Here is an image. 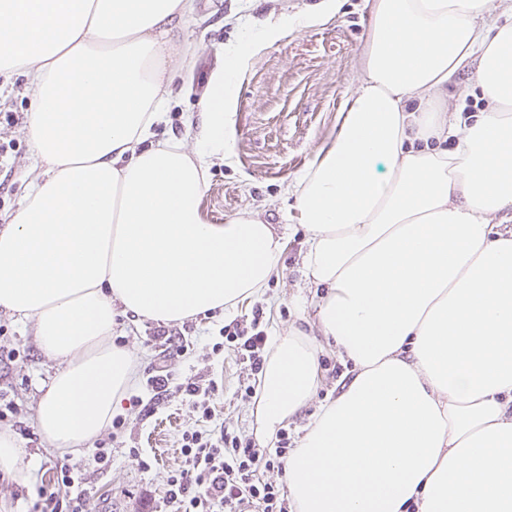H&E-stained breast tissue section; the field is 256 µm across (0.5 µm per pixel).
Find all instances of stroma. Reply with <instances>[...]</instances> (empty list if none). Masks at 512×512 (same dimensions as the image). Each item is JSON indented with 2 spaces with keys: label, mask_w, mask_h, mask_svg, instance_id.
Returning a JSON list of instances; mask_svg holds the SVG:
<instances>
[{
  "label": "stroma",
  "mask_w": 512,
  "mask_h": 512,
  "mask_svg": "<svg viewBox=\"0 0 512 512\" xmlns=\"http://www.w3.org/2000/svg\"><path fill=\"white\" fill-rule=\"evenodd\" d=\"M320 0H199L196 17L189 21L185 36L197 44L195 53L183 56V88L173 94L167 112L169 121L158 134L192 142L193 135L182 123V115L198 109L201 84L219 59L225 44L241 40L247 32L267 20L312 10ZM363 0H340L335 16L311 28L285 32L262 48L242 69L237 90L234 134L230 163L209 170L201 207L207 219L221 224L242 215L259 216L291 237L277 275L271 277L264 294L254 303L242 305L237 316L262 307L268 334L284 333L303 326L314 308V291L302 275V257L307 249L301 226H290L295 199L290 190L301 172L313 161L317 150L336 135V119L347 89L360 76V55L369 28ZM31 94L22 77L0 89V144L9 150L0 158V216L13 212L34 176V159L22 120L30 110ZM18 116L15 124L4 121L6 113ZM223 313L213 312L185 321L191 342L182 355L173 357L170 369L177 381L196 376L214 379L219 387L211 408L212 418L202 422L201 413L188 400L171 397L155 401L146 385L145 372L155 363L161 343L153 337L156 322L129 324L121 343L133 350L139 371L135 384L118 411L126 421L121 443L112 449V465L95 474L93 512H155L163 504L166 477L182 461L184 432L207 428L228 429L251 437L255 434L254 402L241 400L238 390L246 371L233 351L213 352L220 342L219 330L229 324ZM0 344L19 350L9 368L8 394L19 408V420L27 430L19 444L33 469L17 474L0 472V512H27L29 495L36 483L50 478L58 453L36 433L35 406L55 371V363L38 348L33 328L15 321L0 310ZM321 359L323 384L310 407L286 424L291 441H298L317 407L334 399L339 391L332 367L339 357L324 348ZM141 448L154 465L140 468L130 449Z\"/></svg>",
  "instance_id": "35a3bbf8"
}]
</instances>
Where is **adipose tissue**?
<instances>
[{"mask_svg": "<svg viewBox=\"0 0 512 512\" xmlns=\"http://www.w3.org/2000/svg\"><path fill=\"white\" fill-rule=\"evenodd\" d=\"M365 0L358 83L335 139L297 178L318 336H273L261 439L309 406L333 345L352 378L285 466L293 512H512V0ZM284 17L225 45L185 115L193 145L157 136L196 0H0V77L33 94L39 173L0 228V308L58 368L41 436L78 453L112 422L137 359L117 315L159 323L261 296L285 234L247 215L209 223L208 171L228 160L246 57ZM471 69L479 112H449Z\"/></svg>", "mask_w": 512, "mask_h": 512, "instance_id": "ef3b65f1", "label": "adipose tissue"}]
</instances>
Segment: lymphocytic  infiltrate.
I'll list each match as a JSON object with an SVG mask.
<instances>
[{"mask_svg":"<svg viewBox=\"0 0 512 512\" xmlns=\"http://www.w3.org/2000/svg\"><path fill=\"white\" fill-rule=\"evenodd\" d=\"M216 350L230 348L247 370L249 382L240 390L243 400L257 394L255 379L264 367L268 343L262 308L251 318L233 320L220 328ZM147 386L156 395L178 394L211 418L210 400L218 390L215 380L202 377L174 382L167 366L148 371ZM288 436H281L276 448L258 447L255 441L221 430L219 434L187 431L182 435V466L169 471L165 506L173 512H288L282 485L268 479V472L283 470L288 456ZM112 464V450L100 447L91 467L69 463L56 465L49 485L39 487L30 512H89L94 496L92 471Z\"/></svg>","mask_w":512,"mask_h":512,"instance_id":"f902f5d3","label":"lymphocytic infiltrate"}]
</instances>
